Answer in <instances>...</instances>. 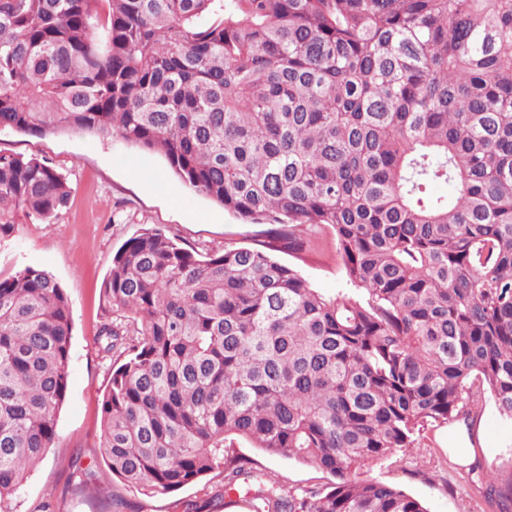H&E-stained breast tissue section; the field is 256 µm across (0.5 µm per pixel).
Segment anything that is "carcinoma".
Segmentation results:
<instances>
[{"label": "carcinoma", "mask_w": 512, "mask_h": 512, "mask_svg": "<svg viewBox=\"0 0 512 512\" xmlns=\"http://www.w3.org/2000/svg\"><path fill=\"white\" fill-rule=\"evenodd\" d=\"M80 130L163 154L255 246L202 255L147 228L112 255L96 464L66 491L141 512H427L367 465L490 394L512 418V0H0V132ZM455 187L432 197L430 185ZM71 187L0 151V241ZM332 233L348 288L274 253ZM72 309L46 271L0 278V512L57 439ZM329 473L286 489L235 448ZM494 512L507 490L476 465Z\"/></svg>", "instance_id": "carcinoma-1"}]
</instances>
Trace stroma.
I'll return each instance as SVG.
<instances>
[{"label": "stroma", "instance_id": "35a3bbf8", "mask_svg": "<svg viewBox=\"0 0 512 512\" xmlns=\"http://www.w3.org/2000/svg\"><path fill=\"white\" fill-rule=\"evenodd\" d=\"M0 150L50 162L72 188L70 203L53 223L22 220L0 243V277L28 267L50 273L65 291L73 314L71 373L58 417V439L46 461L31 473L15 500V512H33L48 492L57 495V512H105L91 495L72 496L64 488L73 453L94 461L100 438V409L110 373L97 341L101 321L100 287L113 253L142 229L156 227L183 246L222 252L225 245H250L259 225L244 224L223 206L195 193L171 171L164 156L126 144L117 137L87 132L36 136L0 132ZM298 265L320 290L345 285L332 239L305 260L278 252ZM476 442L467 453L448 448V425L428 426L414 447L374 462L363 475L397 486L424 502L429 512H492L485 498L460 474L480 464L500 481L512 478V419L484 397L473 421ZM258 470L289 487L327 486L330 474L311 465L244 451Z\"/></svg>", "mask_w": 512, "mask_h": 512}]
</instances>
